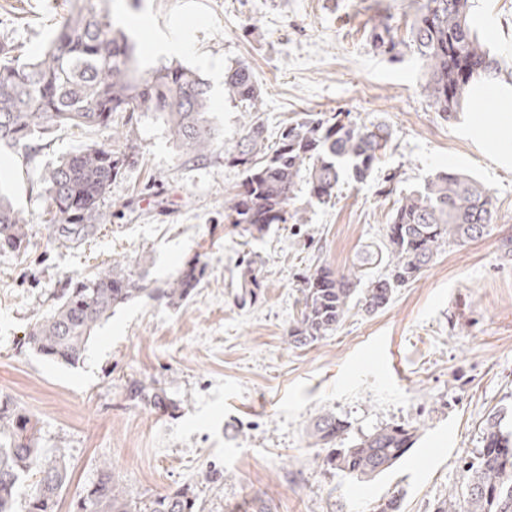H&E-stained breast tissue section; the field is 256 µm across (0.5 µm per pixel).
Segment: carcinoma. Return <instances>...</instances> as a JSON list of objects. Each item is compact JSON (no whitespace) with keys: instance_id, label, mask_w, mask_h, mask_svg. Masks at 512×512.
<instances>
[{"instance_id":"carcinoma-1","label":"carcinoma","mask_w":512,"mask_h":512,"mask_svg":"<svg viewBox=\"0 0 512 512\" xmlns=\"http://www.w3.org/2000/svg\"><path fill=\"white\" fill-rule=\"evenodd\" d=\"M471 0H423L409 29L408 47L422 60L423 91L431 108L449 119L463 110L472 89L498 79L502 65L485 44L470 17ZM374 48L396 50L393 28L382 22L372 29ZM136 44L109 14L80 7L58 27L41 53L24 57L0 42V144L18 145L57 127L115 126L137 112H151L170 130L185 156L204 157L219 141L212 125L209 83L192 70L171 63L148 73L135 67ZM260 88L251 71L239 64L224 71V98L251 109ZM265 124L257 119L224 159L244 168L238 189L224 202V223L252 239L294 215L288 206L304 193L307 204H326L347 176L363 181L377 167L391 133L385 124L367 126L349 112H308L284 126L274 147H265ZM136 147L88 145L44 169L39 175L47 202L44 223L55 228L54 241L71 247L107 220L103 203ZM494 211L483 185L464 173L441 171L421 191L394 202L382 245L361 250L345 271L326 264L301 277L299 312L289 324L288 344L311 346L341 325L354 302L367 313L388 305L395 291L415 281L442 247L463 246L492 230ZM30 219L0 194V248L19 254L28 246ZM386 273L370 278L368 270ZM206 264L193 259L172 275L166 287L150 289L146 272L114 265L76 279L60 302L38 319L24 337L36 353L75 364L99 323L112 309L150 291L171 306L188 301L200 284ZM262 286L252 259L243 264L238 287L251 296ZM135 400L171 407L165 392L135 384ZM497 410L485 420L483 445L464 460L461 485L437 503L434 512H512V431ZM349 422L327 412L311 425L315 445L328 449L322 464L360 481L395 466L417 441L416 430L385 425L363 434L346 448L337 442ZM37 421L8 401L0 402V512H56L69 482L65 453L49 456L38 447ZM39 475L24 509L18 490L30 473ZM78 512H196V499L185 489L133 500L112 474L101 470Z\"/></svg>"}]
</instances>
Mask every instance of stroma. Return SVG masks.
<instances>
[{
	"label": "stroma",
	"mask_w": 512,
	"mask_h": 512,
	"mask_svg": "<svg viewBox=\"0 0 512 512\" xmlns=\"http://www.w3.org/2000/svg\"><path fill=\"white\" fill-rule=\"evenodd\" d=\"M473 16L506 70H512V0H472ZM75 0H0V42L26 54L45 46ZM417 0H104L137 44L140 69L181 63L211 85V121L221 147L181 157L170 131L136 113L123 136L138 150L112 183L110 221L77 247L52 241L34 172L86 145L114 142L108 128H65L0 146V182L30 216L26 253L0 249V400L38 422L39 445L64 449L69 483L59 512H74L103 464L135 500L187 489L197 512H376L392 490L403 512H433L460 485L461 460L481 448L493 410L512 409V120L500 81L443 119L421 88L423 63L408 48L380 53L379 22L405 36ZM186 42L178 55L152 54L157 39ZM246 64L261 95L256 113L225 100V68ZM304 112H347L382 122L392 140L364 182L345 179L328 204L296 200L297 224L243 241L224 221V201L243 179L225 161L252 117L268 142ZM487 135L472 133V123ZM459 170L490 193L492 232L444 247L390 303L354 307L336 332L306 348L289 346L296 284L310 267L352 265L381 243L393 203L436 173ZM257 258L262 286L240 302L237 261ZM200 257L207 275L179 307L140 295L97 327L77 364L38 355L24 343L71 279L120 263L164 287ZM138 382L173 402L157 410L129 397ZM331 412L348 438L386 424L418 440L391 471L369 482L321 464L309 436Z\"/></svg>",
	"instance_id": "obj_1"
}]
</instances>
